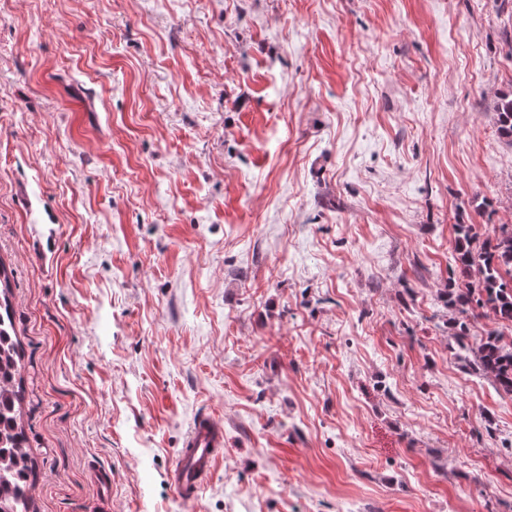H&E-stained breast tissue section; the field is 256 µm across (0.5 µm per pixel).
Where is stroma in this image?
Wrapping results in <instances>:
<instances>
[{
	"label": "stroma",
	"instance_id": "35a3bbf8",
	"mask_svg": "<svg viewBox=\"0 0 512 512\" xmlns=\"http://www.w3.org/2000/svg\"><path fill=\"white\" fill-rule=\"evenodd\" d=\"M510 90L512 0H0L30 512H512L438 297L512 224ZM498 132L506 137H512V94L501 95L496 104ZM223 447L224 428L221 425L206 416L191 423L171 471L172 486L182 499L196 497L203 481L213 471L216 454Z\"/></svg>",
	"mask_w": 512,
	"mask_h": 512
}]
</instances>
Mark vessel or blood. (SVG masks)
<instances>
[{
  "label": "vessel or blood",
  "mask_w": 512,
  "mask_h": 512,
  "mask_svg": "<svg viewBox=\"0 0 512 512\" xmlns=\"http://www.w3.org/2000/svg\"><path fill=\"white\" fill-rule=\"evenodd\" d=\"M223 446L221 425L206 416L191 423L171 471L172 486L182 499L196 497L204 480L211 475L215 457Z\"/></svg>",
  "instance_id": "1"
}]
</instances>
